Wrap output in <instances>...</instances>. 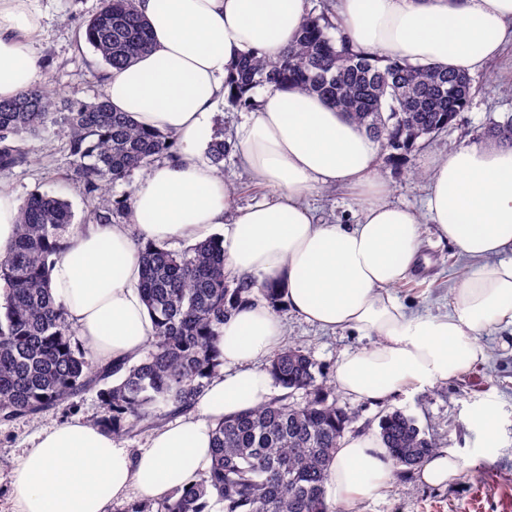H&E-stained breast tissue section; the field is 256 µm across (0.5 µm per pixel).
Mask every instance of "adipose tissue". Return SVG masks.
<instances>
[{
  "instance_id": "obj_1",
  "label": "adipose tissue",
  "mask_w": 512,
  "mask_h": 512,
  "mask_svg": "<svg viewBox=\"0 0 512 512\" xmlns=\"http://www.w3.org/2000/svg\"><path fill=\"white\" fill-rule=\"evenodd\" d=\"M138 8L151 48L110 71L105 93L138 126L174 135L181 152L135 184L128 224L92 225L55 260L52 293L84 348L103 362L136 361L154 336L135 287L137 241L197 242L219 231L233 275L284 285L288 309L308 323L375 337L336 365L337 387L354 398L444 382L483 360L481 334L512 327V148L470 143L431 159L419 212L390 202L379 143L339 109L294 88L265 90L238 130V148L275 196L233 210L231 190L199 155L208 117L238 55L274 60L294 44L305 0H138ZM336 11L346 37L382 59L473 72L512 44V0H337ZM38 27L33 0H0V99L43 81L30 45ZM326 187L355 194L357 223L317 222L308 199ZM426 221L473 264L443 317L407 313L393 294L415 267ZM284 336L263 301L225 321V370L137 454L90 422L45 431L15 472L12 512H110L129 494L155 498L190 482L210 462L217 421L267 399L271 376L259 363ZM391 469L374 434L349 437L325 496L338 504L373 496Z\"/></svg>"
}]
</instances>
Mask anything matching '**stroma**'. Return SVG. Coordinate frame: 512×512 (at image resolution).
Segmentation results:
<instances>
[{
	"label": "stroma",
	"mask_w": 512,
	"mask_h": 512,
	"mask_svg": "<svg viewBox=\"0 0 512 512\" xmlns=\"http://www.w3.org/2000/svg\"><path fill=\"white\" fill-rule=\"evenodd\" d=\"M34 6L40 15L35 53L42 71L63 97L92 100L98 86L91 71L98 58L88 44L80 42L79 29L98 10L100 0H35ZM473 79L476 93L450 134L440 135L412 152L405 167L397 169L379 160L377 171L389 183L393 203L423 210L427 182L412 178L411 170H423L429 158L447 154L449 143L482 142L489 118L512 113V96L502 93L503 87L512 83V47L474 72ZM27 146L35 164L0 172V184L21 201L37 191L62 195L73 212V222L66 226L64 237L82 232L88 204L82 187L69 178L72 158L66 140L48 132L28 138ZM223 176L233 187L239 207L273 196L271 189L254 183L238 153L225 157ZM309 203L327 224H352L359 216L356 200L336 188L317 190ZM471 268L457 247L439 239L434 225L427 224L416 268L393 293L408 312L444 315L454 288ZM278 315L285 324L286 345L305 349L329 375L345 354L373 343L372 338L351 331H322L284 307ZM480 342L487 351L486 359L445 382L407 388L377 402L357 400L332 388L331 397L337 405L355 414L350 434L378 432L381 415L399 409L414 416L439 448L455 454L461 463L457 475L434 487L424 484L418 472L396 469L378 495L341 512H512V330L490 329ZM100 411L98 396L90 391L70 405L49 409L37 417L0 422V512H11L14 472L39 435L65 422L94 420ZM484 413L494 417V431H487L482 424L480 416Z\"/></svg>",
	"instance_id": "obj_1"
}]
</instances>
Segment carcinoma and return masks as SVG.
I'll return each mask as SVG.
<instances>
[{
	"label": "carcinoma",
	"instance_id": "obj_1",
	"mask_svg": "<svg viewBox=\"0 0 512 512\" xmlns=\"http://www.w3.org/2000/svg\"><path fill=\"white\" fill-rule=\"evenodd\" d=\"M333 16L332 0H320L295 44L278 59L255 52L240 56L227 79L226 102L252 110L258 88L289 86L316 94L377 140L389 163L401 166L421 141L455 124L469 106L473 78L461 68L369 55L329 35ZM82 37L101 58L92 71L100 86L109 70L131 64L150 46L137 0H102L83 23ZM50 126L68 139L73 175L83 185L88 217L97 224H119L128 216L131 194L113 196L112 183L145 173L179 152L172 135L137 126L126 113L113 111L103 92L92 102L63 108L49 84L39 82L12 99H0V172L31 165L24 136ZM483 135L512 147V113L489 119ZM234 147L214 139L207 148L210 163L222 169ZM70 223L65 199L37 191L21 206L14 243L0 255L1 422L34 417L95 390L101 403L96 423L112 430L114 438L158 428L190 410L224 365V320L259 297L275 311L282 305L278 289L226 274L221 237L182 252L139 242L138 289L155 335L139 361L103 363L73 344L74 327L49 287L51 257L63 244L60 230ZM268 370L289 393L224 417L214 428L211 465L195 482L134 503L126 512H211L213 497L223 512H335L324 484L354 416L329 400L323 369L299 348L275 352ZM298 390L305 392L299 403L291 400ZM379 427L397 466L418 470L438 449L417 419L401 410L381 415Z\"/></svg>",
	"mask_w": 512,
	"mask_h": 512
}]
</instances>
